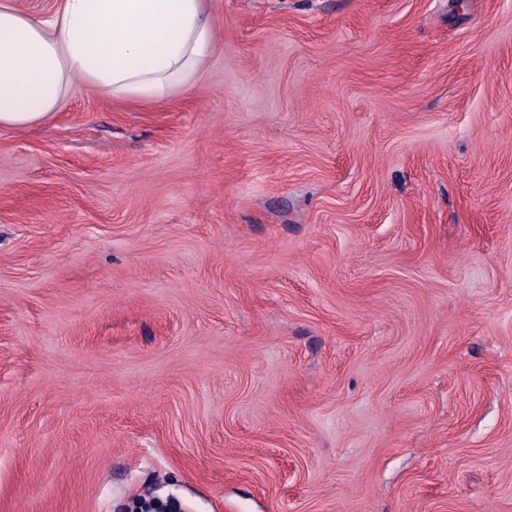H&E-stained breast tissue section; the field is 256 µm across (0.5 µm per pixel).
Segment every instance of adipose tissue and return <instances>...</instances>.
<instances>
[{"mask_svg": "<svg viewBox=\"0 0 512 512\" xmlns=\"http://www.w3.org/2000/svg\"><path fill=\"white\" fill-rule=\"evenodd\" d=\"M205 0H60L34 17L0 0V126L57 112L76 84L158 101L194 83L215 48Z\"/></svg>", "mask_w": 512, "mask_h": 512, "instance_id": "adipose-tissue-1", "label": "adipose tissue"}]
</instances>
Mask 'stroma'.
<instances>
[{"instance_id":"1","label":"stroma","mask_w":512,"mask_h":512,"mask_svg":"<svg viewBox=\"0 0 512 512\" xmlns=\"http://www.w3.org/2000/svg\"><path fill=\"white\" fill-rule=\"evenodd\" d=\"M206 4L0 127V512H512V0Z\"/></svg>"}]
</instances>
